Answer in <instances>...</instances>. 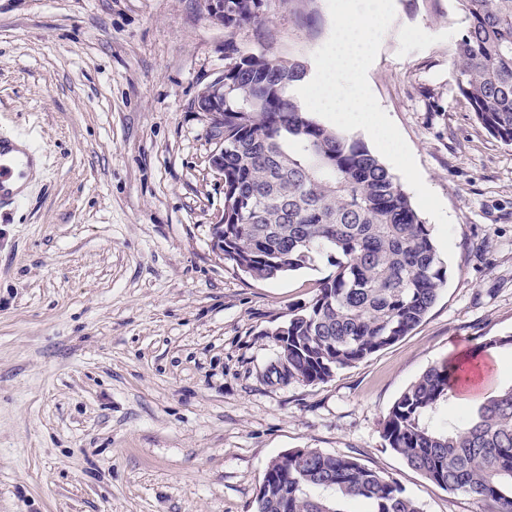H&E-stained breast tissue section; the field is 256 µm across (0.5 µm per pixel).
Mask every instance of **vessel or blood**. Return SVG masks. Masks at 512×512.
Masks as SVG:
<instances>
[{"mask_svg": "<svg viewBox=\"0 0 512 512\" xmlns=\"http://www.w3.org/2000/svg\"><path fill=\"white\" fill-rule=\"evenodd\" d=\"M41 153L33 143H17L0 132V209L23 202V190Z\"/></svg>", "mask_w": 512, "mask_h": 512, "instance_id": "1", "label": "vessel or blood"}]
</instances>
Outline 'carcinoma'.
I'll return each instance as SVG.
<instances>
[{
    "instance_id": "obj_1",
    "label": "carcinoma",
    "mask_w": 512,
    "mask_h": 512,
    "mask_svg": "<svg viewBox=\"0 0 512 512\" xmlns=\"http://www.w3.org/2000/svg\"><path fill=\"white\" fill-rule=\"evenodd\" d=\"M271 0H224V260L270 280L327 255L334 275L275 333L288 379L325 381L407 335L447 279L431 230L395 177L360 140L316 120L294 83L308 67L243 52L234 35L260 23ZM459 101L512 143V0H466L455 41ZM464 369L425 371L383 421L388 448L449 492L512 512V385L443 429L425 416L448 401ZM264 475L255 512H423L392 477L347 455L299 448Z\"/></svg>"
}]
</instances>
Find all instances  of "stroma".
<instances>
[{"label":"stroma","instance_id":"obj_1","mask_svg":"<svg viewBox=\"0 0 512 512\" xmlns=\"http://www.w3.org/2000/svg\"><path fill=\"white\" fill-rule=\"evenodd\" d=\"M394 7L367 78L452 221L447 282L407 336L302 383L274 333L334 267L253 280L211 248L219 138L195 102L226 33L206 0H0V132L44 151L0 215V512H255L268 463L297 448L355 457L423 512H490L382 435L429 367L512 335V144L457 96L465 2ZM331 30L327 0H277L235 39L309 64ZM482 368L430 426L511 385L512 350Z\"/></svg>","mask_w":512,"mask_h":512}]
</instances>
